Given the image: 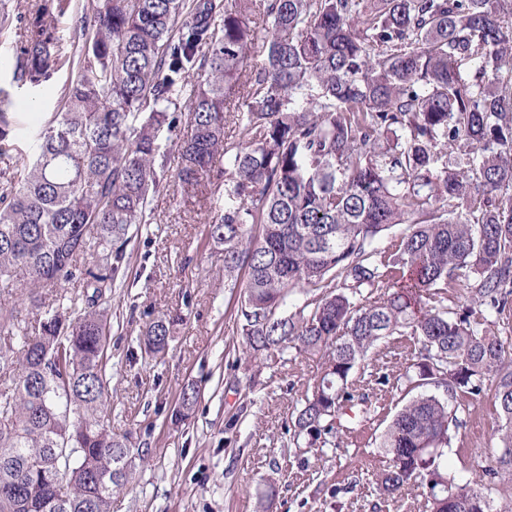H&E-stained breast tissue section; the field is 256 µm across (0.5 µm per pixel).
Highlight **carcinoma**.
<instances>
[{"label":"carcinoma","mask_w":512,"mask_h":512,"mask_svg":"<svg viewBox=\"0 0 512 512\" xmlns=\"http://www.w3.org/2000/svg\"><path fill=\"white\" fill-rule=\"evenodd\" d=\"M70 7L44 0L14 70L35 88L71 64L35 157L0 172V512H112L132 476L107 411L112 289L172 149L182 187L224 179L204 238L224 286L243 289L235 328L250 358L321 360L296 437L312 445L349 413L367 421L351 374L378 341L410 334V389L493 390L504 424L483 476L511 477L512 354L471 317L512 307V0H268L259 13L253 0H87L69 60L47 19ZM181 101L189 132L174 138ZM398 224L395 250L373 247ZM470 272L462 312L423 303ZM304 288L323 293L286 313ZM181 320L145 324V358L165 354ZM453 426L448 400L413 397L380 441L379 489L419 484L430 512H493L448 474Z\"/></svg>","instance_id":"cac0c4a2"}]
</instances>
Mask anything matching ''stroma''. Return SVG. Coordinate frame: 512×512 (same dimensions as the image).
I'll list each match as a JSON object with an SVG mask.
<instances>
[{
  "label": "stroma",
  "instance_id": "1",
  "mask_svg": "<svg viewBox=\"0 0 512 512\" xmlns=\"http://www.w3.org/2000/svg\"><path fill=\"white\" fill-rule=\"evenodd\" d=\"M41 0H0L10 26L0 31V91L13 102L15 153L37 151V132L60 107L67 71L36 88L12 76L26 44L27 19ZM224 207L218 194L170 185L151 201L149 222L127 248V276L112 291L107 375L112 431L140 454L130 483L112 496V512H427L425 488L381 494L375 479L388 459L379 446L410 399L403 377L416 337L392 336L374 346L352 380L371 395L370 419L338 432L335 442L299 448L291 424L311 393L320 360L288 350L257 365L246 362L231 326L241 291L217 270L216 247L203 224ZM180 313L163 361L137 356L145 322ZM198 401L175 420L184 389ZM460 426L446 450L448 471L470 482L493 508L512 503V480L481 476L503 420L492 391L449 400Z\"/></svg>",
  "mask_w": 512,
  "mask_h": 512
}]
</instances>
